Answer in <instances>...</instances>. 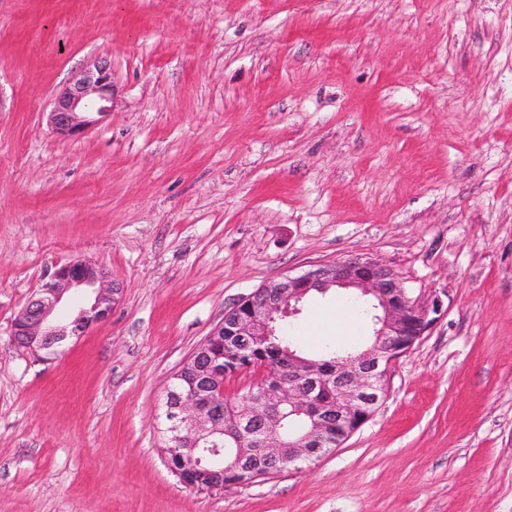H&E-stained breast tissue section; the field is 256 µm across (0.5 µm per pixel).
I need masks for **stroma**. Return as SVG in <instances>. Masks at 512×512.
Returning a JSON list of instances; mask_svg holds the SVG:
<instances>
[{
    "label": "stroma",
    "instance_id": "35a3bbf8",
    "mask_svg": "<svg viewBox=\"0 0 512 512\" xmlns=\"http://www.w3.org/2000/svg\"><path fill=\"white\" fill-rule=\"evenodd\" d=\"M98 58L112 111L50 128ZM352 255L431 332L341 447L220 492L158 432L241 297ZM124 292L43 360L11 323L57 264ZM362 349L346 291L292 322ZM0 512H512V0H0Z\"/></svg>",
    "mask_w": 512,
    "mask_h": 512
}]
</instances>
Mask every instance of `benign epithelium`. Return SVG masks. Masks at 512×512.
Here are the masks:
<instances>
[{"label":"benign epithelium","mask_w":512,"mask_h":512,"mask_svg":"<svg viewBox=\"0 0 512 512\" xmlns=\"http://www.w3.org/2000/svg\"><path fill=\"white\" fill-rule=\"evenodd\" d=\"M111 111L112 67L100 59L56 95L49 123L58 135L76 139L95 122L93 116ZM332 288L354 289L372 304L377 317L370 345L359 354L336 358L331 374L323 361L290 352L275 385L249 383L243 406L222 412L224 378H236L252 367L230 371L214 365L206 359L209 343L222 339L235 350L245 349L257 336L275 335L277 320L299 314L311 292ZM122 291V285L94 263L75 259L62 264L16 315L12 341L37 357L55 355L58 348L106 321ZM72 294L84 296V304L68 322L60 323L55 311ZM440 312L439 300L429 307L418 305L391 267L363 256L288 273L254 290L224 311V320L183 362L192 366L188 387H167L168 469L185 487L212 492L249 485L331 454L373 417L387 396L389 368L431 331ZM330 386L336 387V398L320 399L319 391ZM285 415L303 423L286 439L278 432ZM218 438L228 445L229 464L205 473L198 443Z\"/></svg>","instance_id":"1"}]
</instances>
